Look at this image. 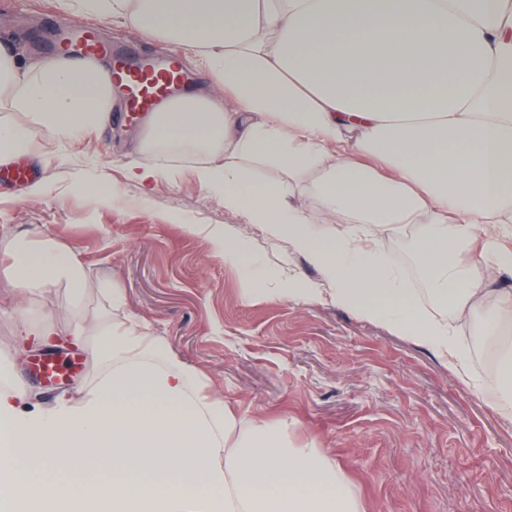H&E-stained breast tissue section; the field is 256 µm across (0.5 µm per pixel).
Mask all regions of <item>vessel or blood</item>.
<instances>
[{"label": "vessel or blood", "mask_w": 512, "mask_h": 512, "mask_svg": "<svg viewBox=\"0 0 512 512\" xmlns=\"http://www.w3.org/2000/svg\"><path fill=\"white\" fill-rule=\"evenodd\" d=\"M59 28L74 55L109 60L111 72L124 84L128 117L153 111L186 83L182 68L172 63L174 51L137 53L102 40L91 27L63 21Z\"/></svg>", "instance_id": "1"}]
</instances>
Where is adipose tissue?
<instances>
[{
	"instance_id": "ef3b65f1",
	"label": "adipose tissue",
	"mask_w": 512,
	"mask_h": 512,
	"mask_svg": "<svg viewBox=\"0 0 512 512\" xmlns=\"http://www.w3.org/2000/svg\"><path fill=\"white\" fill-rule=\"evenodd\" d=\"M57 3L62 14L122 19L191 49L212 91L152 112L141 149L199 154L197 182L307 256L337 305L470 377L446 312L479 294L481 275L464 258L475 238L491 269L512 276V250L500 244L512 234V0ZM115 101L102 64L63 53L28 62L0 42V162L38 156L46 137L69 142L104 128ZM261 166L282 179H260ZM406 224L419 227L426 305L380 246ZM212 242L262 295L291 292L268 287L234 238ZM0 248L20 317L61 287L83 298L88 272L53 239ZM100 295L107 307L96 323L75 321L65 335L94 369L79 397L42 404L13 379L0 386L8 512H359L323 449L292 446L288 416L235 437L236 414L202 393L198 372L146 324L119 317L121 290Z\"/></svg>"
}]
</instances>
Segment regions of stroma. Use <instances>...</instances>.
I'll use <instances>...</instances> for the list:
<instances>
[{"instance_id": "stroma-1", "label": "stroma", "mask_w": 512, "mask_h": 512, "mask_svg": "<svg viewBox=\"0 0 512 512\" xmlns=\"http://www.w3.org/2000/svg\"><path fill=\"white\" fill-rule=\"evenodd\" d=\"M57 0H0V36L22 55L47 57ZM142 119H112L104 134L72 143L46 138L39 170L43 193L0 184V237L43 231L84 265L92 280H111L124 312L164 337L172 355L195 369L207 389L241 418H292L295 445L316 441L357 496L361 512H512V422L496 396L469 386L428 349L391 333L330 295L269 299L250 293L232 264L213 252L210 233L227 232L259 256L272 280L299 274L323 287L306 258L258 225L225 211L187 165L149 187L128 181L124 166ZM109 191L116 202L100 203ZM201 232H191V225ZM0 255V369L39 400L77 394L90 369L75 370L63 347L48 354L61 377L45 382L16 340V295L5 288ZM95 296L69 302L58 293L33 308L32 324L68 329L91 323ZM460 328L469 371L494 380L512 353V327L497 342L481 333L478 309L449 311Z\"/></svg>"}]
</instances>
